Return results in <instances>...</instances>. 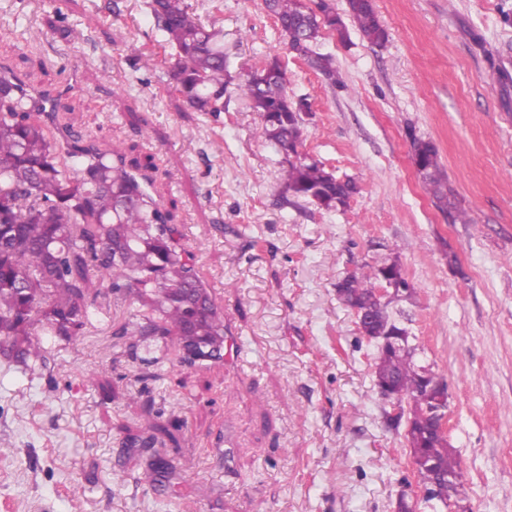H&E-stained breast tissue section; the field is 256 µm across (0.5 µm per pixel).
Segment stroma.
Segmentation results:
<instances>
[{"label": "stroma", "mask_w": 512, "mask_h": 512, "mask_svg": "<svg viewBox=\"0 0 512 512\" xmlns=\"http://www.w3.org/2000/svg\"><path fill=\"white\" fill-rule=\"evenodd\" d=\"M108 2L0 0V71L49 94L72 132L154 162L233 357L204 371L163 359L143 380L117 334L133 306L109 296L46 367L0 356V512H394L412 455L383 416L377 348L336 296L345 275L392 261L414 294L390 313L448 386L467 512H512V0H374L384 46L354 29L320 40L339 88L289 53L261 0H191L224 28L229 104L214 113L179 100L144 0L117 15ZM271 56L311 104L304 152L358 185L344 209L281 202L288 157L237 90ZM414 135L437 146L469 223L426 192ZM148 414L178 427L155 490L126 444Z\"/></svg>", "instance_id": "35a3bbf8"}]
</instances>
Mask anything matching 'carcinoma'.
I'll return each mask as SVG.
<instances>
[{
	"mask_svg": "<svg viewBox=\"0 0 512 512\" xmlns=\"http://www.w3.org/2000/svg\"><path fill=\"white\" fill-rule=\"evenodd\" d=\"M155 29L174 50L172 78L183 102L198 112H222L227 60L217 20L205 22L188 0H145ZM281 36L297 57L309 62L331 85H343L331 56L317 51L323 30L343 39L348 28L328 0H318V17L304 0H263ZM348 17L373 46L388 41L374 4L348 0ZM264 77L240 80L238 89L258 113L266 138L294 156L284 174L290 198L325 209H343L357 191L351 178H340L298 152L302 116L286 104V71L276 56L262 69ZM48 96L35 99L14 87L0 96V353L22 367L47 363L45 337L76 343L92 324L91 306L102 294L138 304L121 326L132 347H150L175 338L181 364L206 368L224 361V311L199 276L192 257L178 246L168 211L150 195L151 176L133 172L117 146L101 149L83 138L53 132L43 119ZM426 174L422 181L436 206L452 223L468 224L451 200L448 174L437 147L409 134ZM383 268L354 272L337 282L341 303L368 318L374 336L395 326L389 307L373 292ZM375 382L392 384L408 403L411 433L417 443L418 477L427 487L424 502L458 506L459 463L445 436L430 434L431 401L425 369L416 347L378 350ZM150 435L141 447L151 451L137 483L157 486L166 466Z\"/></svg>",
	"mask_w": 512,
	"mask_h": 512,
	"instance_id": "cac0c4a2",
	"label": "carcinoma"
}]
</instances>
